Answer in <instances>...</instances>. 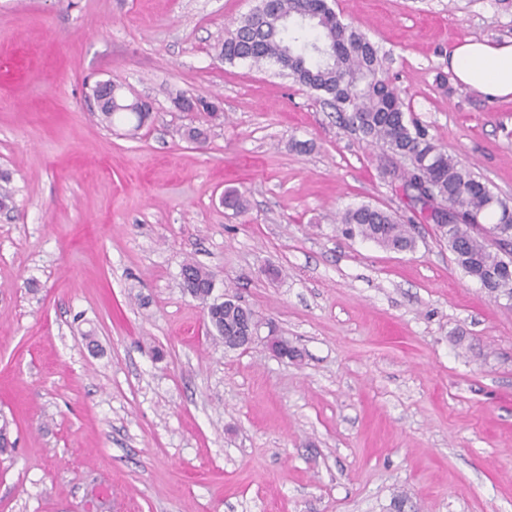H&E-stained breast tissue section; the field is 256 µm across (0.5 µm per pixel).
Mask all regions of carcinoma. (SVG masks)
Segmentation results:
<instances>
[{
  "label": "carcinoma",
  "mask_w": 512,
  "mask_h": 512,
  "mask_svg": "<svg viewBox=\"0 0 512 512\" xmlns=\"http://www.w3.org/2000/svg\"><path fill=\"white\" fill-rule=\"evenodd\" d=\"M219 56L233 64L260 67L272 62L300 85L326 97L338 117L363 140L389 158L383 174L397 185L415 210L425 194L445 203L461 222L427 215L448 242L456 264L498 301H512V205L495 195L469 169L442 149L416 118L405 115L403 102L387 76V54L364 33L344 23L327 0H261L218 45ZM119 92L116 101L98 108L102 121L127 111ZM342 234L369 240L393 251H412L411 225L395 212L370 203L347 208ZM193 281L183 284L193 297L206 300L208 272L192 261L183 265ZM245 316L238 307L211 305L209 322L218 335Z\"/></svg>",
  "instance_id": "cac0c4a2"
}]
</instances>
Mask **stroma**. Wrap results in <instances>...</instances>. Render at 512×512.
Wrapping results in <instances>:
<instances>
[{"label": "stroma", "instance_id": "35a3bbf8", "mask_svg": "<svg viewBox=\"0 0 512 512\" xmlns=\"http://www.w3.org/2000/svg\"><path fill=\"white\" fill-rule=\"evenodd\" d=\"M329 2L512 203V100L435 81L458 38L512 40V0ZM258 3L0 0V512H389L399 491L512 512V305L423 219L409 252L341 233L347 208L406 201L316 94L218 58ZM107 80L150 103L144 126L99 121ZM188 260L299 358L225 348ZM185 271L190 272L194 281L185 282L183 284L184 289L194 298L205 301L210 293V288H197L202 285H206V282L210 280L208 272L202 267L194 263L193 261H187L183 267L181 273ZM195 287V288H193ZM202 301V302H203Z\"/></svg>", "mask_w": 512, "mask_h": 512}]
</instances>
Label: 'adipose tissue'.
I'll use <instances>...</instances> for the list:
<instances>
[{"label": "adipose tissue", "mask_w": 512, "mask_h": 512, "mask_svg": "<svg viewBox=\"0 0 512 512\" xmlns=\"http://www.w3.org/2000/svg\"><path fill=\"white\" fill-rule=\"evenodd\" d=\"M448 69L467 89L494 99L512 98V40L462 37L448 55Z\"/></svg>", "instance_id": "obj_1"}]
</instances>
